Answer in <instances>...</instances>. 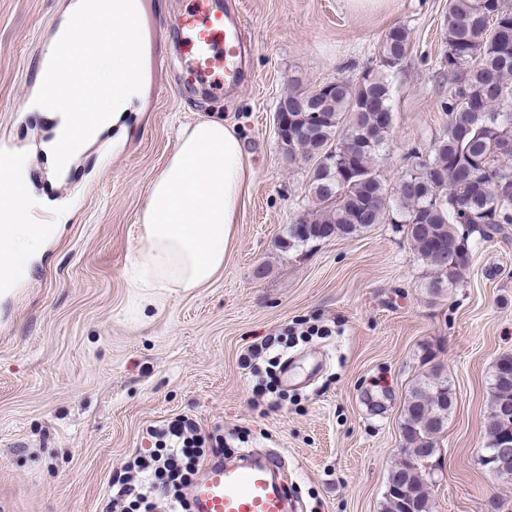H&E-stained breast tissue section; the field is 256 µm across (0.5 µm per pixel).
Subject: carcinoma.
<instances>
[{
  "mask_svg": "<svg viewBox=\"0 0 512 512\" xmlns=\"http://www.w3.org/2000/svg\"><path fill=\"white\" fill-rule=\"evenodd\" d=\"M444 67L448 68L445 133L422 155L416 151L398 179L385 183L376 169L393 121L391 75L410 47V35L392 27L376 68L355 84L339 80L323 90L292 89L279 104L303 122L297 137L281 135L290 155L311 162L308 192L314 208L288 227V238L308 244L357 235L375 224L402 226L415 254L433 272L428 288L440 293L468 265L470 239L485 240L512 225V8L503 0H448ZM363 139L364 149L342 154ZM367 195L381 204L365 205ZM486 418L487 451L512 427L501 409L512 407V355L495 364ZM453 406L448 374L436 365L409 391L399 457L385 491V512H430V462Z\"/></svg>",
  "mask_w": 512,
  "mask_h": 512,
  "instance_id": "1",
  "label": "carcinoma"
}]
</instances>
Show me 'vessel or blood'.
<instances>
[{"mask_svg": "<svg viewBox=\"0 0 512 512\" xmlns=\"http://www.w3.org/2000/svg\"><path fill=\"white\" fill-rule=\"evenodd\" d=\"M240 15L227 0H189L181 18L183 79L223 90L242 70ZM282 458L268 454L245 463L210 457L188 488L193 512H288Z\"/></svg>", "mask_w": 512, "mask_h": 512, "instance_id": "b4317fda", "label": "vessel or blood"}]
</instances>
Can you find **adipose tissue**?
<instances>
[{
	"label": "adipose tissue",
	"mask_w": 512,
	"mask_h": 512,
	"mask_svg": "<svg viewBox=\"0 0 512 512\" xmlns=\"http://www.w3.org/2000/svg\"><path fill=\"white\" fill-rule=\"evenodd\" d=\"M72 9L84 13L86 23L57 30L39 64L53 80L37 108L57 118L61 129L83 113H94L96 122L85 136L91 142L119 123L142 96L151 55L143 22L146 6L145 0H75ZM91 53L107 61L109 69L87 80L75 61ZM254 178L233 125L203 116L181 127L141 215L143 235L130 277L139 302L154 303L167 288L201 287L223 269ZM36 204L29 194L0 198L5 240L14 255L29 257L41 246L29 220Z\"/></svg>",
	"instance_id": "ef3b65f1"
}]
</instances>
